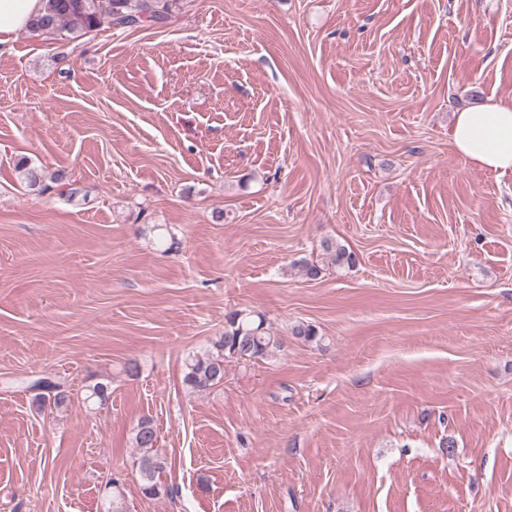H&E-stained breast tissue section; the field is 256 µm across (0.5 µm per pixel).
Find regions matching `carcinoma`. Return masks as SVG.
<instances>
[{"instance_id": "cac0c4a2", "label": "carcinoma", "mask_w": 512, "mask_h": 512, "mask_svg": "<svg viewBox=\"0 0 512 512\" xmlns=\"http://www.w3.org/2000/svg\"><path fill=\"white\" fill-rule=\"evenodd\" d=\"M178 0H47L45 13L33 20V32L63 34L77 39L97 30L101 25L121 28L137 27L145 22H161L168 18L177 7ZM15 168L22 173L27 186L35 191L49 189L45 179L61 181L64 175L57 171L50 175L23 157ZM358 264L357 254L343 244L325 239L317 259H303L299 262L304 276L317 280L324 271L334 268L350 270ZM292 334L306 342L320 343L322 337L315 326L299 323L292 328ZM281 348L278 336L266 326L265 319L252 312L236 310L225 317L224 334L211 341L207 348L185 359L184 384L203 392L224 381V363L230 359L245 362L263 361ZM31 389L37 391L33 402L44 411L58 409L69 399L68 389L61 379L41 377L33 382ZM86 400L94 405L105 406L112 395L111 381L100 379L87 385ZM134 447L140 451L139 480L142 494L156 498L166 492L159 481L160 473L166 466L158 454L156 427L149 419L141 420L134 428Z\"/></svg>"}]
</instances>
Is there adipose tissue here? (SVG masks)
Here are the masks:
<instances>
[{
	"label": "adipose tissue",
	"instance_id": "obj_1",
	"mask_svg": "<svg viewBox=\"0 0 512 512\" xmlns=\"http://www.w3.org/2000/svg\"><path fill=\"white\" fill-rule=\"evenodd\" d=\"M45 0H0V55L11 53L16 34L43 14ZM451 143L456 154L488 172L512 171V103L470 105L454 114Z\"/></svg>",
	"mask_w": 512,
	"mask_h": 512
}]
</instances>
